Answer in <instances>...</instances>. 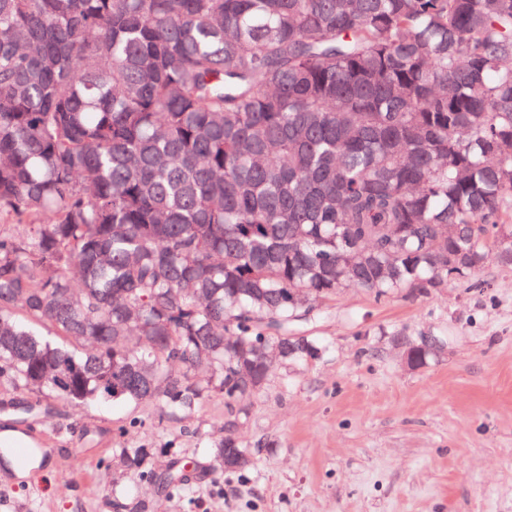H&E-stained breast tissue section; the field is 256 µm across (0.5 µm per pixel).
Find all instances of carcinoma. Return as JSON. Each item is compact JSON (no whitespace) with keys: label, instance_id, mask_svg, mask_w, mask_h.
Segmentation results:
<instances>
[{"label":"carcinoma","instance_id":"1","mask_svg":"<svg viewBox=\"0 0 512 512\" xmlns=\"http://www.w3.org/2000/svg\"><path fill=\"white\" fill-rule=\"evenodd\" d=\"M0 214L1 383L240 404L296 299L512 265V0H0Z\"/></svg>","mask_w":512,"mask_h":512}]
</instances>
